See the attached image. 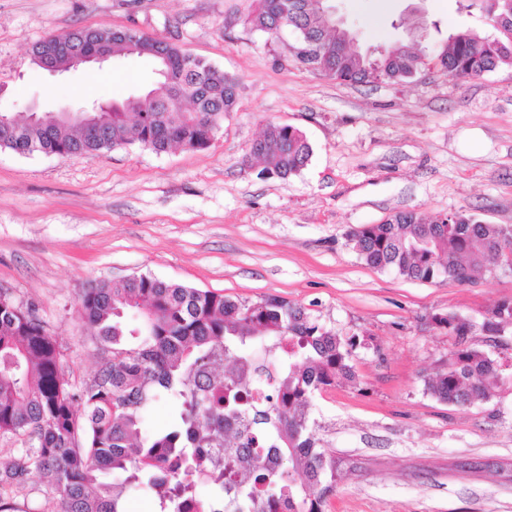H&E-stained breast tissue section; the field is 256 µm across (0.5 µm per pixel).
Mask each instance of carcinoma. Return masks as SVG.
I'll return each mask as SVG.
<instances>
[{"mask_svg": "<svg viewBox=\"0 0 512 512\" xmlns=\"http://www.w3.org/2000/svg\"><path fill=\"white\" fill-rule=\"evenodd\" d=\"M486 11L497 35L459 29L435 57L420 40L395 43L367 56L349 47L347 29L329 22L325 0H254L246 22L278 37L319 43L325 74L341 82L395 83L436 61L449 76L470 79L512 66V0H468ZM111 29H75L45 38L79 47ZM112 58H146L155 86L99 114L100 135L84 136L80 121L53 112L31 119L11 115L14 132L0 148L20 155L92 157L123 145L161 152L171 146L207 148L237 105L236 80L205 60H187L175 43L131 30L109 39ZM312 154L306 135L270 123L250 148L262 173L286 179ZM347 243L371 267L415 281L474 283L496 260L512 269V227L485 224L465 211L427 220L401 211L380 224L347 234ZM96 333L102 366L77 390L65 379L63 352L35 311L0 298V436H23L29 446L0 470V512L29 477L42 475L58 494L54 512H125L126 486L145 485L159 512H180L196 482L211 478L225 493V512H270L269 500L288 512H323L334 490L336 459L320 449L313 418L316 393L358 379L353 357L359 338L329 328L305 308L277 296L249 303L150 275L103 280L80 297ZM476 325L455 313L437 316L453 350L426 391L437 401L468 407L490 399L508 379L512 363L501 339L512 324V301ZM486 334L495 351L473 338ZM231 369L220 372L224 362ZM178 417L160 434L143 433V413L161 396ZM224 446L221 477L209 449Z\"/></svg>", "mask_w": 512, "mask_h": 512, "instance_id": "1", "label": "carcinoma"}]
</instances>
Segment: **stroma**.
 I'll list each match as a JSON object with an SVG mask.
<instances>
[{
    "label": "stroma",
    "mask_w": 512,
    "mask_h": 512,
    "mask_svg": "<svg viewBox=\"0 0 512 512\" xmlns=\"http://www.w3.org/2000/svg\"><path fill=\"white\" fill-rule=\"evenodd\" d=\"M361 48L450 32L493 34L465 0H332ZM251 0H0V112L120 102L148 87L132 56L53 74L34 43L83 28L134 29L178 44L237 82V106L210 145L155 152L136 145L94 157L0 149V289L32 305L78 386L100 366L79 297L132 274L256 302L306 308L355 351L356 382L316 394L317 436L338 463L324 512H512V381L489 401L454 407L425 391L452 340L432 317L482 323L512 300V271L477 283H422L368 266L347 233L399 211H468L512 226V67L456 79L428 66L400 83H344L298 65L294 35L251 29ZM302 130L300 174L260 176L249 148L267 124Z\"/></svg>",
    "instance_id": "35a3bbf8"
}]
</instances>
